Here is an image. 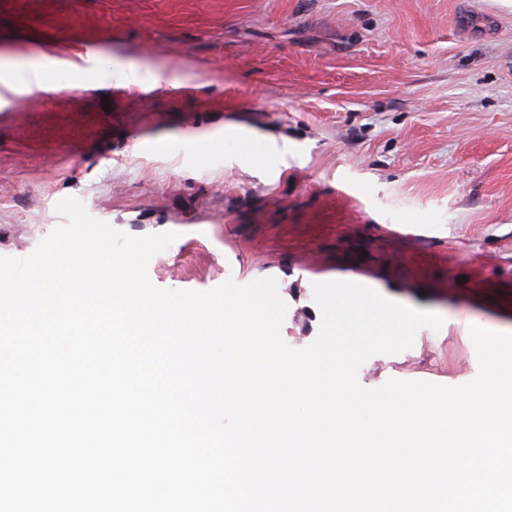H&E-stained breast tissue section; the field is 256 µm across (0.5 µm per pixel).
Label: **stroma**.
Segmentation results:
<instances>
[{
  "mask_svg": "<svg viewBox=\"0 0 512 512\" xmlns=\"http://www.w3.org/2000/svg\"><path fill=\"white\" fill-rule=\"evenodd\" d=\"M104 60L94 84L0 105V257L23 258L80 198L133 236L176 233L153 285L275 279L300 349L312 285L350 270L441 316L358 371L466 384L470 326L512 332V7L500 0H0V50ZM179 94L116 91L118 72ZM286 158L222 148L226 127ZM148 139L167 148L145 147ZM216 142L200 158L201 141Z\"/></svg>",
  "mask_w": 512,
  "mask_h": 512,
  "instance_id": "stroma-1",
  "label": "stroma"
}]
</instances>
